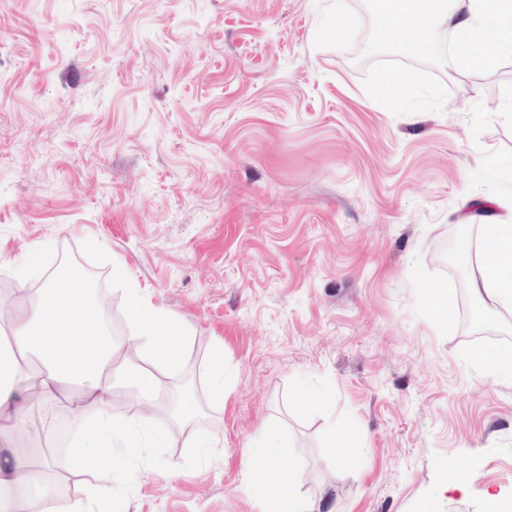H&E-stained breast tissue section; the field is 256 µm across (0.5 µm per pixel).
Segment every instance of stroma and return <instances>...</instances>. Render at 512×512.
Instances as JSON below:
<instances>
[{
  "mask_svg": "<svg viewBox=\"0 0 512 512\" xmlns=\"http://www.w3.org/2000/svg\"><path fill=\"white\" fill-rule=\"evenodd\" d=\"M371 2L342 0L335 36L331 0H0V308L22 313L73 259L113 335L130 279L192 330L163 391L192 377L203 415L112 512H264L247 450L265 426L320 512H485L489 491L512 512V375L468 355L474 258L450 247L512 199V59L459 73L449 35L411 55L377 44ZM398 71L416 96L372 98ZM302 386L323 404L297 409ZM26 419V453L86 497L70 426L45 405ZM344 429L350 468L324 452ZM194 432L222 436L210 463ZM454 456L463 498L437 492Z\"/></svg>",
  "mask_w": 512,
  "mask_h": 512,
  "instance_id": "obj_1",
  "label": "stroma"
}]
</instances>
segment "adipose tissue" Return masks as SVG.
I'll use <instances>...</instances> for the list:
<instances>
[{
	"label": "adipose tissue",
	"instance_id": "ef3b65f1",
	"mask_svg": "<svg viewBox=\"0 0 512 512\" xmlns=\"http://www.w3.org/2000/svg\"><path fill=\"white\" fill-rule=\"evenodd\" d=\"M383 19L381 42L406 53L436 45L442 29H450L456 50L452 65L459 72L495 69L512 56V0H395ZM479 258L470 292L487 311L512 309V219L480 227ZM86 278L65 274L48 280L23 316L0 310V512H15L17 501H34L40 512H98L108 495L114 469L131 474L159 468L156 449L169 439V427L198 419L201 406L193 393L176 404L160 402L162 378L179 368L189 332L137 286L127 290L129 342L146 355L140 361L119 360L96 305L89 299ZM138 408L118 420L115 397ZM56 401L77 434L68 455L79 469L102 473L104 486L92 498L69 501L53 493L32 468L15 437H29L26 406ZM278 437L261 428L248 458L254 482L271 512H314L293 491V480L278 462Z\"/></svg>",
	"mask_w": 512,
	"mask_h": 512
}]
</instances>
